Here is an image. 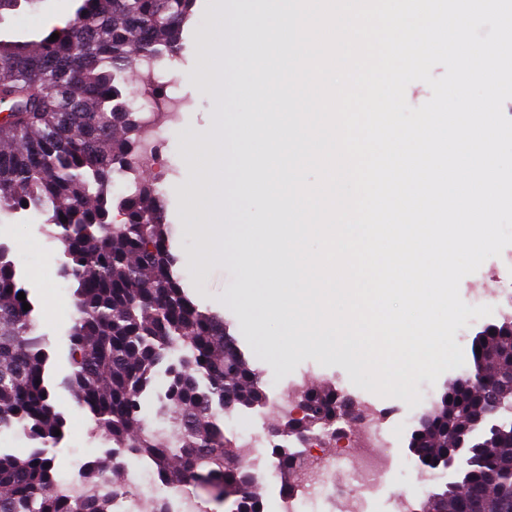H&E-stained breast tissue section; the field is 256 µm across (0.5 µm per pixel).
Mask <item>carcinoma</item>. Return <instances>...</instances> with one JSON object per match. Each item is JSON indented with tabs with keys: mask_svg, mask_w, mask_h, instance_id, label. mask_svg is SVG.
I'll return each instance as SVG.
<instances>
[{
	"mask_svg": "<svg viewBox=\"0 0 512 512\" xmlns=\"http://www.w3.org/2000/svg\"><path fill=\"white\" fill-rule=\"evenodd\" d=\"M196 0H80L74 18L36 41L0 38V215H48L67 261L77 316L71 328L70 385L109 443L94 474L145 458L172 490L205 489L235 498V512H264L242 495L243 464L228 455L216 409L260 405V376L215 315L194 304L174 274L168 225L154 184L132 165L140 140L127 74L140 62L178 54ZM58 34L52 41L50 36ZM134 174L113 216V186ZM67 222H62L61 217ZM8 247L0 244V429L36 443L21 458L0 450V512H108L102 497L54 492L49 454L64 430L46 380L49 355L33 310H23ZM473 360L492 379L512 378V328H483ZM163 376L161 427L144 425L147 394ZM304 403L312 429L336 424L337 398L311 388ZM484 401L457 383L415 431L413 445L430 468L455 452L452 434L480 415ZM460 480L437 494L434 512H512V404ZM303 464L282 452L283 488Z\"/></svg>",
	"mask_w": 512,
	"mask_h": 512,
	"instance_id": "cac0c4a2",
	"label": "carcinoma"
}]
</instances>
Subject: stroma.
Returning a JSON list of instances; mask_svg holds the SVG:
<instances>
[{
  "label": "stroma",
  "mask_w": 512,
  "mask_h": 512,
  "mask_svg": "<svg viewBox=\"0 0 512 512\" xmlns=\"http://www.w3.org/2000/svg\"><path fill=\"white\" fill-rule=\"evenodd\" d=\"M224 0H196L193 14L185 26L180 53L162 63L163 72L172 91L185 100L188 107L180 113L178 123L162 142V162L147 176L165 199L166 222L171 229V252L176 259L175 272L201 309L221 317L237 346L261 378L266 397H284L292 381L334 389L347 406L348 417H355L364 401L375 403L391 414L390 429L394 434L393 450L396 466L386 477L377 496V512H393L391 496L405 491L415 512H421L429 494L438 491L447 481L438 470L417 467L407 445L411 431L419 418L428 413L445 387L463 374L462 369L443 373L437 382L421 378L417 388L422 400L415 408L397 398L382 397L366 389L367 377L358 376L347 361L329 356L319 348H305L301 356L289 357L280 365L269 350L262 348L258 337L274 336L275 330L267 318H260L256 327L246 323V307L238 292L240 269L233 259H225L203 269L187 268L183 259L196 246L195 237L187 228L189 217L179 193L182 185L199 182L200 176L190 160L187 139L191 134L206 135L224 114L222 98L213 96L196 81L201 67L212 71L224 69ZM44 215L29 212L0 218V243L10 250L20 286L29 292L34 305L33 315L50 354L47 377L55 405L66 418L63 442L53 450L54 471L65 477L74 470V461L83 449L103 447L88 411L73 397L69 378L73 361L69 331L76 315L72 305L69 282L59 275L64 260L63 247L49 235Z\"/></svg>",
  "instance_id": "35a3bbf8"
}]
</instances>
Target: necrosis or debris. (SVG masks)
<instances>
[{"instance_id": "1", "label": "necrosis or debris", "mask_w": 512, "mask_h": 512, "mask_svg": "<svg viewBox=\"0 0 512 512\" xmlns=\"http://www.w3.org/2000/svg\"><path fill=\"white\" fill-rule=\"evenodd\" d=\"M139 98L142 102L140 114L143 134L136 162L139 167L150 168L160 161L157 149L165 127L175 123L185 105L179 97L169 94L157 96L148 87L140 91ZM383 423V410L367 402L363 405L362 413L349 421L347 428L341 429L344 446L339 449L333 465H338L350 474L349 484L342 487L331 481V465H326L320 457L311 454L312 448L326 442V434L309 435L300 451L303 465L296 474L302 497L322 499L329 512H372L374 495L394 464ZM272 442L271 435L261 430L252 433L249 440L238 446L237 454L246 466L251 481L272 480L274 468L264 453ZM96 454V449L84 450L73 475L60 480L55 486L56 491L76 496L90 492L95 486L109 489L110 512H199V503L191 493L173 492L167 486L155 483L153 466L147 460L140 461L128 478L129 485L142 487L143 492L139 496L131 498L113 489L112 480L106 474L99 478L96 485H87L84 472Z\"/></svg>"}]
</instances>
